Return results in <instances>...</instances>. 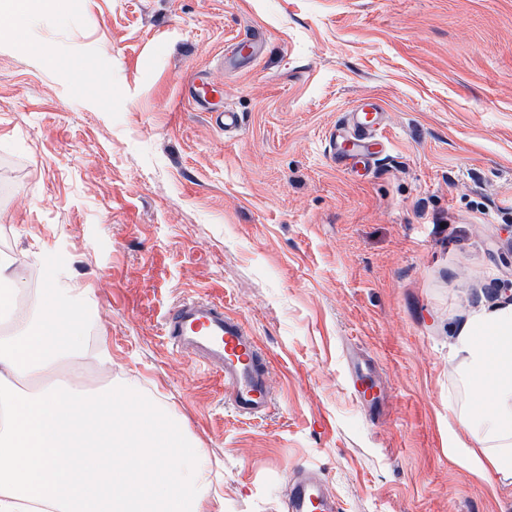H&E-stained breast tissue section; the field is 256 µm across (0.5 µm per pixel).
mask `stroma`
<instances>
[{
	"label": "stroma",
	"mask_w": 512,
	"mask_h": 512,
	"mask_svg": "<svg viewBox=\"0 0 512 512\" xmlns=\"http://www.w3.org/2000/svg\"><path fill=\"white\" fill-rule=\"evenodd\" d=\"M254 28L261 54L227 72ZM196 71L239 131L183 95ZM368 97L382 150L337 169L325 136ZM0 248L23 279L87 289L112 369L72 376L172 409L223 512H285L303 465L343 512H512V485L451 454L448 409L453 327L512 297V0H67L34 29L0 18ZM200 295L268 353L265 417L236 416L223 378L162 336ZM351 352L375 369L377 416L347 384Z\"/></svg>",
	"instance_id": "obj_1"
}]
</instances>
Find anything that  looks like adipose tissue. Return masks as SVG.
Wrapping results in <instances>:
<instances>
[{"mask_svg": "<svg viewBox=\"0 0 512 512\" xmlns=\"http://www.w3.org/2000/svg\"><path fill=\"white\" fill-rule=\"evenodd\" d=\"M20 278L0 263V512H211L209 462L170 409L134 387L71 388L88 341L81 288L19 305ZM467 398L450 403L458 453L484 477L512 484V303L472 313L453 343Z\"/></svg>", "mask_w": 512, "mask_h": 512, "instance_id": "1", "label": "adipose tissue"}]
</instances>
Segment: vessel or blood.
Returning a JSON list of instances; mask_svg holds the SVG:
<instances>
[{
	"instance_id": "b4317fda",
	"label": "vessel or blood",
	"mask_w": 512,
	"mask_h": 512,
	"mask_svg": "<svg viewBox=\"0 0 512 512\" xmlns=\"http://www.w3.org/2000/svg\"><path fill=\"white\" fill-rule=\"evenodd\" d=\"M194 106L209 113L225 132L237 130L239 113L215 101L217 89L198 75L186 84ZM383 106L373 101L347 113L342 126L333 130L328 154L339 168L353 170L369 166L377 153V133ZM163 334L178 351L192 354L205 368L224 379V392L232 410L240 416L256 418L271 408L274 393L267 381V361L257 338L244 322L223 306L202 297H188L172 306L162 323ZM368 361L356 364L348 381L367 411L380 401ZM288 512H342L320 472L313 468L294 469L288 479Z\"/></svg>"
}]
</instances>
